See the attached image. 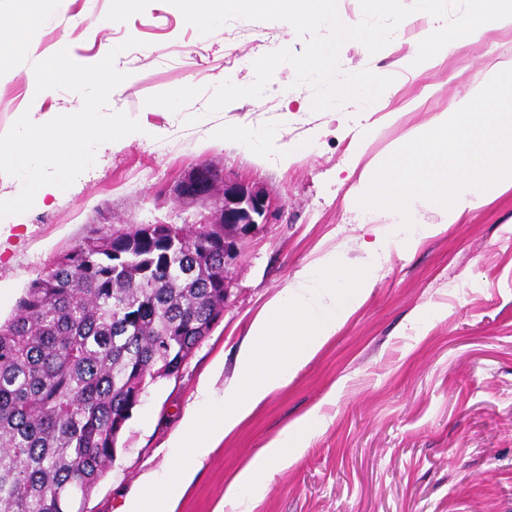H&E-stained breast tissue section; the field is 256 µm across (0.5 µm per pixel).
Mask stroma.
I'll list each match as a JSON object with an SVG mask.
<instances>
[{
  "label": "stroma",
  "instance_id": "35a3bbf8",
  "mask_svg": "<svg viewBox=\"0 0 512 512\" xmlns=\"http://www.w3.org/2000/svg\"><path fill=\"white\" fill-rule=\"evenodd\" d=\"M112 0H58L26 45L0 47V132L17 113L68 112L81 97L37 91L30 72L43 51L68 50L89 65L104 47L118 48L127 78L109 102L154 138L105 148L48 208L33 206L0 241V321L24 288L62 255L101 228L195 222L205 200L181 201L177 184L201 165L226 181L265 192L276 216L241 245L227 278L224 316L178 376L150 388L134 409L117 455L86 504V512H121L145 474L169 464L167 443L202 381L221 390L236 376L237 353L255 316L297 271L335 254L368 266L374 282L363 303L328 337L287 384L218 442L173 512H512V187L493 189L462 221L421 207L438 234L379 259L366 250L387 226L364 213L362 168L379 166L430 116L448 111L486 81L500 58H512V30L493 29L459 46L438 64L416 63L418 35L392 39L376 54L346 42L342 72L368 69L392 77L380 101L313 111L312 89L280 65L265 94L208 113L224 80L253 82L249 61L282 47L302 52L305 37L280 21L230 20L200 37L167 0H140L135 12L112 15ZM137 47L123 49L128 38ZM192 94L176 108L161 103L174 88ZM433 94L393 123L371 125L383 102L399 106ZM192 113L202 122L189 121ZM248 127L255 144L228 138ZM303 145L281 162L282 145ZM318 411L324 426L299 456L273 467L239 501L224 495L234 478L291 421Z\"/></svg>",
  "mask_w": 512,
  "mask_h": 512
}]
</instances>
